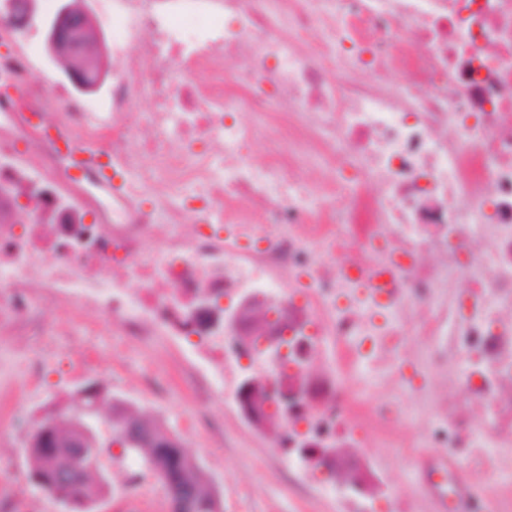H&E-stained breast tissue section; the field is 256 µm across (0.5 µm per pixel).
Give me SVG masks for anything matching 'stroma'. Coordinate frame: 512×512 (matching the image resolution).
Returning a JSON list of instances; mask_svg holds the SVG:
<instances>
[{
	"label": "stroma",
	"mask_w": 512,
	"mask_h": 512,
	"mask_svg": "<svg viewBox=\"0 0 512 512\" xmlns=\"http://www.w3.org/2000/svg\"><path fill=\"white\" fill-rule=\"evenodd\" d=\"M71 335L60 344L69 358L58 371L49 373L38 396L43 408L55 401L76 407L82 389L94 385L104 391L121 390L134 400V410L178 436L186 454L215 484L223 512H330L326 502L304 492L292 474L279 462L269 439L245 427L231 409L214 398H201L187 390L179 379L186 364V351L177 343L158 340L143 347L130 344L113 354L109 343L86 330L89 315L74 311ZM151 363L162 369L165 393L148 390L138 368ZM198 413L202 424L184 431L186 415ZM43 420L41 411L32 413L19 426L0 431V469L13 475V490L38 500L41 512H65L64 507L28 481L29 462L25 437ZM372 463L384 473L390 486L400 488L412 512H434V500L423 481L427 459L445 456L442 448H370ZM137 456L109 461L106 470L114 489L95 512H170L167 494L158 490L155 477H148L138 492L125 490L122 472L140 467Z\"/></svg>",
	"instance_id": "obj_1"
}]
</instances>
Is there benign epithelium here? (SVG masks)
Wrapping results in <instances>:
<instances>
[{"instance_id": "1", "label": "benign epithelium", "mask_w": 512, "mask_h": 512, "mask_svg": "<svg viewBox=\"0 0 512 512\" xmlns=\"http://www.w3.org/2000/svg\"><path fill=\"white\" fill-rule=\"evenodd\" d=\"M43 26L51 62L56 63L62 58L69 61L64 75L79 91L99 89L106 78L104 49L89 15L64 3L52 18L44 21ZM86 446L85 438L72 437L68 447L58 449L63 468H69L72 458L85 457Z\"/></svg>"}]
</instances>
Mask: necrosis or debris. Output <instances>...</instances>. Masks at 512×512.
Here are the masks:
<instances>
[{"label": "necrosis or debris", "mask_w": 512, "mask_h": 512, "mask_svg": "<svg viewBox=\"0 0 512 512\" xmlns=\"http://www.w3.org/2000/svg\"><path fill=\"white\" fill-rule=\"evenodd\" d=\"M21 3L0 0V86L17 88L0 336L42 354L0 417L30 412L63 357L71 328L43 336L45 312L80 306L105 316L94 335L181 342L184 381L273 428L280 462L341 512H410L364 451L420 447L403 425L447 363L428 438L512 491V0H94L112 92L66 124L135 172L129 207L57 154L46 111L68 95L30 83Z\"/></svg>", "instance_id": "1"}]
</instances>
